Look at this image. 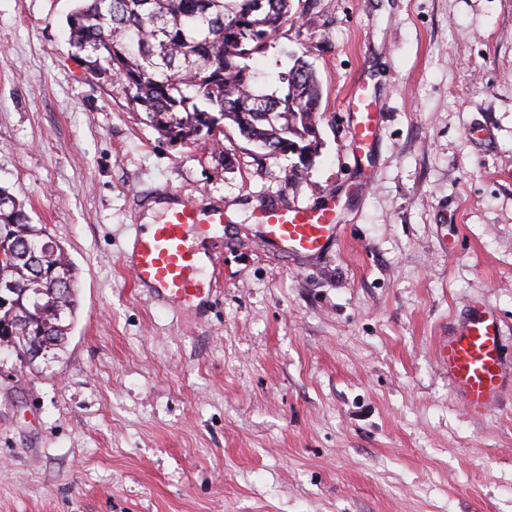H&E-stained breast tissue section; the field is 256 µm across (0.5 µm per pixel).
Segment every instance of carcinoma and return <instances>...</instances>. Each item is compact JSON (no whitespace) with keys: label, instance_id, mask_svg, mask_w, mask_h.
Returning a JSON list of instances; mask_svg holds the SVG:
<instances>
[{"label":"carcinoma","instance_id":"obj_1","mask_svg":"<svg viewBox=\"0 0 512 512\" xmlns=\"http://www.w3.org/2000/svg\"><path fill=\"white\" fill-rule=\"evenodd\" d=\"M297 18L293 0H81L67 26L75 59L120 79L161 136L214 141L227 121L266 155L297 157L288 169L297 181L321 149L316 71L286 48L291 65L273 84L248 64ZM77 308L72 261L0 188V345L61 349Z\"/></svg>","mask_w":512,"mask_h":512}]
</instances>
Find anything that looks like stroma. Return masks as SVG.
<instances>
[{
    "mask_svg": "<svg viewBox=\"0 0 512 512\" xmlns=\"http://www.w3.org/2000/svg\"><path fill=\"white\" fill-rule=\"evenodd\" d=\"M76 4L0 0V187L79 292L57 359L0 353V512H512V392L471 417L437 361L473 304L512 353V0H297L251 62L275 73L288 47L320 79L296 183L235 131L162 138L73 60ZM357 84L382 106L362 151ZM140 190L223 207L204 306L164 308L123 267ZM329 199L328 253L264 246L261 208Z\"/></svg>",
    "mask_w": 512,
    "mask_h": 512,
    "instance_id": "35a3bbf8",
    "label": "stroma"
}]
</instances>
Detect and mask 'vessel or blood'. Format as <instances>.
<instances>
[{
  "label": "vessel or blood",
  "instance_id": "obj_1",
  "mask_svg": "<svg viewBox=\"0 0 512 512\" xmlns=\"http://www.w3.org/2000/svg\"><path fill=\"white\" fill-rule=\"evenodd\" d=\"M352 114L351 146L371 145L377 124L373 102L362 86L347 94ZM265 244L298 256H317L339 243L336 206L295 203L262 210ZM224 234V210L217 207L200 216L196 204L170 207L162 223L136 227L123 263L135 282L153 289L166 307L202 306L213 295L215 280L201 263L204 243ZM439 365L466 411L485 416L498 403L512 367L504 352V336L495 317L472 307L458 327L450 329L439 345Z\"/></svg>",
  "mask_w": 512,
  "mask_h": 512
}]
</instances>
